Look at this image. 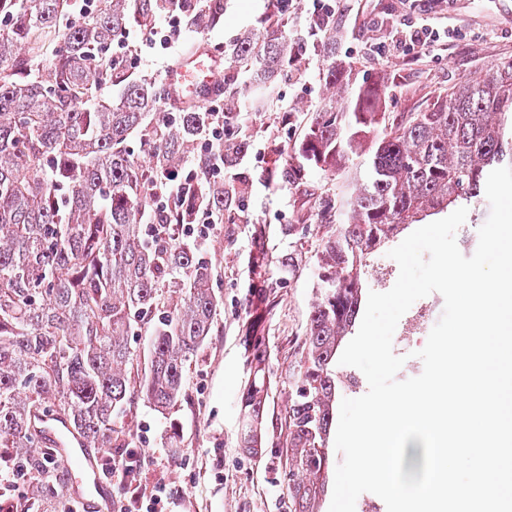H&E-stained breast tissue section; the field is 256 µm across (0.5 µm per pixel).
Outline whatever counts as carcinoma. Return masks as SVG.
<instances>
[{"instance_id": "carcinoma-1", "label": "carcinoma", "mask_w": 512, "mask_h": 512, "mask_svg": "<svg viewBox=\"0 0 512 512\" xmlns=\"http://www.w3.org/2000/svg\"><path fill=\"white\" fill-rule=\"evenodd\" d=\"M61 25L73 0H0V460L33 475L20 512H42L57 488L43 471V411L65 419L89 448H131L138 404L164 414L186 399L187 362L211 335L222 299L206 251L175 235L207 208L220 216L243 191L232 172L249 148L235 132L201 149L214 122L205 103L174 111L165 90L112 50L136 25L175 15L191 29L222 25L217 0H99ZM275 16L224 44L223 125L250 84L261 107L288 78L289 58L306 43L288 30L289 0ZM336 21L318 35L331 89L293 155L272 175L296 188L311 169L332 175L359 160L355 188L336 216L320 197L319 223L290 224L300 239L325 230L315 262L317 292L294 361L285 370L288 405L276 419L279 471L288 512H318L330 469L326 448L336 417V363L366 295L368 261L404 226L458 205L482 206L486 181L512 167V62L453 87L431 108L393 117L380 110L387 83L350 84L336 67ZM120 87L95 101L96 89ZM192 161L199 189L158 206L168 178ZM268 265L294 270L290 252ZM282 281L254 291L246 323L249 378L238 405L239 447L264 453L273 375L265 330ZM145 337L144 347L131 337Z\"/></svg>"}]
</instances>
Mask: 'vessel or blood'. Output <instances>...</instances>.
I'll return each instance as SVG.
<instances>
[{
    "label": "vessel or blood",
    "instance_id": "obj_1",
    "mask_svg": "<svg viewBox=\"0 0 512 512\" xmlns=\"http://www.w3.org/2000/svg\"><path fill=\"white\" fill-rule=\"evenodd\" d=\"M222 69V58L207 45L194 47L167 73L171 101L178 102L188 96L203 102L215 97L221 89ZM42 430L57 452L74 463L76 476L69 489L70 496L83 505L85 512H113L108 486L102 481L95 456L86 448L82 437L62 419L44 420Z\"/></svg>",
    "mask_w": 512,
    "mask_h": 512
}]
</instances>
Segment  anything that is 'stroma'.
Listing matches in <instances>:
<instances>
[{
  "mask_svg": "<svg viewBox=\"0 0 512 512\" xmlns=\"http://www.w3.org/2000/svg\"><path fill=\"white\" fill-rule=\"evenodd\" d=\"M265 13V0H224V22L205 31L181 28L171 48L147 50L140 42L126 45L137 59V71L165 84L171 64L195 44L215 45L254 27ZM431 24L445 37L428 49L393 51L389 39L402 24ZM512 61V18L484 0H339L336 8V63L355 82L386 80L392 87L383 111L416 112L460 81L480 76L494 64ZM324 59L307 51L294 77L281 84L264 109L240 101V124L251 149L237 171L245 183L231 205L237 222L213 225L204 249L218 274L222 306L204 347L186 373L188 398L161 416L145 406L133 413L136 445L145 467L163 468L173 512H286L287 495L271 459L253 458L239 445L238 397L247 379L242 344L249 298L257 280L251 259L255 229H262L272 253H299L294 272L276 291L277 307L269 322L274 371L293 361L315 300L313 265L317 240L285 235L289 224L316 221L318 195L343 197L350 170L335 176L310 171L300 188L283 189L268 173L276 151H290L304 136L310 118L325 95ZM292 118L282 123L281 108ZM179 435L178 447L169 438Z\"/></svg>",
  "mask_w": 512,
  "mask_h": 512,
  "instance_id": "obj_1",
  "label": "stroma"
}]
</instances>
